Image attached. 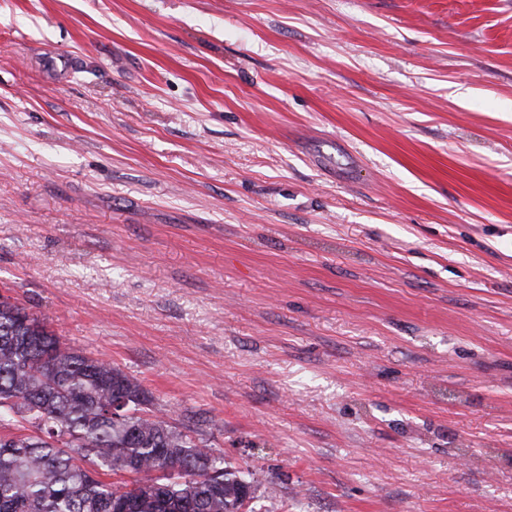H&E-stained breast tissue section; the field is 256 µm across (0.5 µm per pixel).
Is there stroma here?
<instances>
[{
    "label": "stroma",
    "mask_w": 512,
    "mask_h": 512,
    "mask_svg": "<svg viewBox=\"0 0 512 512\" xmlns=\"http://www.w3.org/2000/svg\"><path fill=\"white\" fill-rule=\"evenodd\" d=\"M0 294L255 512H512V0H0Z\"/></svg>",
    "instance_id": "stroma-1"
}]
</instances>
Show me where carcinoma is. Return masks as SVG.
<instances>
[{"instance_id":"1","label":"carcinoma","mask_w":512,"mask_h":512,"mask_svg":"<svg viewBox=\"0 0 512 512\" xmlns=\"http://www.w3.org/2000/svg\"><path fill=\"white\" fill-rule=\"evenodd\" d=\"M140 381L0 301V512H240L250 474L149 408Z\"/></svg>"}]
</instances>
